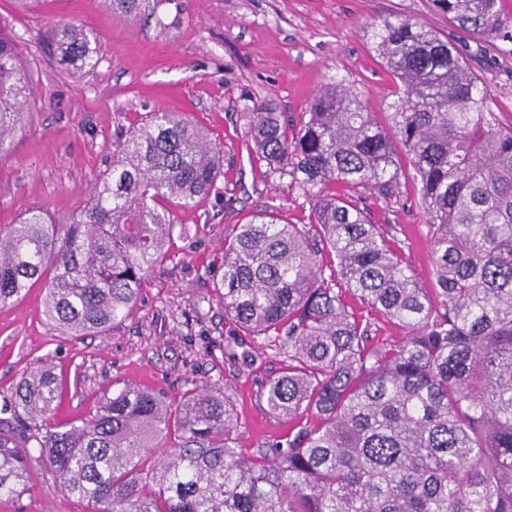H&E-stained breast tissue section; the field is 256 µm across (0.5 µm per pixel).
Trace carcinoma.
Segmentation results:
<instances>
[{
	"label": "carcinoma",
	"instance_id": "cac0c4a2",
	"mask_svg": "<svg viewBox=\"0 0 512 512\" xmlns=\"http://www.w3.org/2000/svg\"><path fill=\"white\" fill-rule=\"evenodd\" d=\"M131 16L142 0H102ZM464 34L512 54L499 0H433ZM395 79L391 132L350 87L330 84L292 123L270 99L244 116L269 175L312 205L314 232L258 213L224 237L217 291L246 336L282 343L280 370L261 384L288 438L256 456L235 447L234 402L197 387L173 408L125 384L80 423H52L60 383L47 364L3 396L0 499L27 490L29 449L91 512H512V125L455 43L412 19L367 30ZM55 62L95 68L97 41L54 28ZM32 88L14 41L0 32V155L23 130ZM412 163L431 233L436 288L419 286L368 221L361 196L394 194ZM221 149L179 112H152L112 143V166L90 202L62 223L38 207L0 224V306L42 284V313L67 336L111 327L136 302L176 224L221 175ZM335 254L325 266L323 252ZM399 322L374 342L348 298ZM311 415L313 422L297 419ZM169 450L143 467L154 441Z\"/></svg>",
	"mask_w": 512,
	"mask_h": 512
}]
</instances>
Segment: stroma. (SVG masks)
I'll list each match as a JSON object with an SVG mask.
<instances>
[{
    "mask_svg": "<svg viewBox=\"0 0 512 512\" xmlns=\"http://www.w3.org/2000/svg\"><path fill=\"white\" fill-rule=\"evenodd\" d=\"M134 18L107 11L101 0H41L23 10L0 0V29L27 63L33 104L27 126L0 155V224L38 206L54 220L84 208L95 179L112 159L116 135L138 127L151 112L185 113L223 152L217 190L191 209H176L177 229L165 256L126 318L77 339L60 336L41 313L43 289L0 306V396L35 361L49 363L60 383L61 422L88 418L100 397L132 382L171 402L211 384L237 408L236 445L255 455L288 434L256 394L276 371L281 351L239 335L224 318L214 291L225 235L261 209L284 222L310 226L311 205L286 182L268 177L250 153L244 113L252 102L274 99L298 119L330 82L353 86L375 122L391 120L385 99L391 74L372 49L364 27L381 18L410 17L442 36L455 29L432 0H145ZM74 23L98 40L97 66L70 75L45 47L55 25ZM469 66L480 73L502 124L512 123V54L470 45ZM398 195L363 194L370 221L387 228L420 287L435 285L431 240L416 201L414 171L402 162ZM252 354L245 366L242 354ZM30 480L0 512H88L57 488L40 458Z\"/></svg>",
    "mask_w": 512,
    "mask_h": 512,
    "instance_id": "obj_1",
    "label": "stroma"
}]
</instances>
